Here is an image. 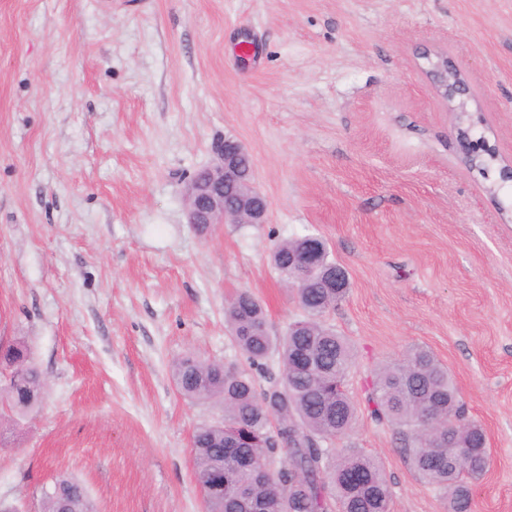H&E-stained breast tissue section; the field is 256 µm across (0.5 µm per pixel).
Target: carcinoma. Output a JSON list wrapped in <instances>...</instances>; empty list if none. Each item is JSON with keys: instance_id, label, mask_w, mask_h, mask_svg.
Segmentation results:
<instances>
[{"instance_id": "obj_1", "label": "carcinoma", "mask_w": 512, "mask_h": 512, "mask_svg": "<svg viewBox=\"0 0 512 512\" xmlns=\"http://www.w3.org/2000/svg\"><path fill=\"white\" fill-rule=\"evenodd\" d=\"M470 153V168L481 173L498 162L482 135L472 139ZM307 242L304 236L286 239L271 253L288 283L298 282L288 257ZM347 292L325 288L318 279L295 289L303 315L275 338L263 306L241 290L226 303L224 318L249 369L190 354L172 362V378L185 398L213 402L224 412V420L199 424L191 438L206 512H390V486L374 457L351 446L320 447L345 436L356 419L344 389L352 345L323 322ZM305 353L318 359L311 371L297 362ZM273 354L281 378L268 377L259 391L255 374L267 373ZM0 366L20 373L4 387L16 413L41 403L46 384L25 342L0 345ZM369 402L372 417L398 429L404 455L443 496L448 512H466L470 480L485 473L490 452L483 427L466 420L448 368L430 351L412 348L378 369ZM355 473L363 483L351 482ZM42 512H96V506L78 480L60 476L43 492Z\"/></svg>"}]
</instances>
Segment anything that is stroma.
Wrapping results in <instances>:
<instances>
[{
	"instance_id": "obj_1",
	"label": "stroma",
	"mask_w": 512,
	"mask_h": 512,
	"mask_svg": "<svg viewBox=\"0 0 512 512\" xmlns=\"http://www.w3.org/2000/svg\"><path fill=\"white\" fill-rule=\"evenodd\" d=\"M436 49L512 164V0H0V337L48 384L21 417L0 398V502L41 512L70 475L98 512H205L191 434L223 413L170 365L245 366L241 290L283 335L302 311L270 253L313 234L350 281L323 318L354 350L336 447L381 463L391 512H446L367 404L429 349L488 439L468 512H512V186L466 164ZM225 137L268 221L201 233L185 185ZM431 66V74L434 76L439 96L448 105L449 110H458L459 106L464 104L462 98L470 91L465 73L448 61V55L442 52L435 53V60L431 61ZM458 99L459 104L456 105Z\"/></svg>"
}]
</instances>
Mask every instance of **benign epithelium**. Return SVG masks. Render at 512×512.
<instances>
[{
    "label": "benign epithelium",
    "instance_id": "7a95c632",
    "mask_svg": "<svg viewBox=\"0 0 512 512\" xmlns=\"http://www.w3.org/2000/svg\"><path fill=\"white\" fill-rule=\"evenodd\" d=\"M431 66L439 96L449 110H458L456 101L466 97L470 91L465 73L448 61V55L442 52L435 53ZM213 152V163L198 171L187 184L188 223L202 231L211 224H222L224 211L230 207L245 210L247 224L266 223L268 203L260 192H254L246 201L234 194V190L243 183L239 172L241 159L248 156L246 148L238 141L226 138L215 143ZM322 249L318 240L311 239L302 251L293 256L290 267L300 274V282L304 283L316 275Z\"/></svg>",
    "mask_w": 512,
    "mask_h": 512
}]
</instances>
